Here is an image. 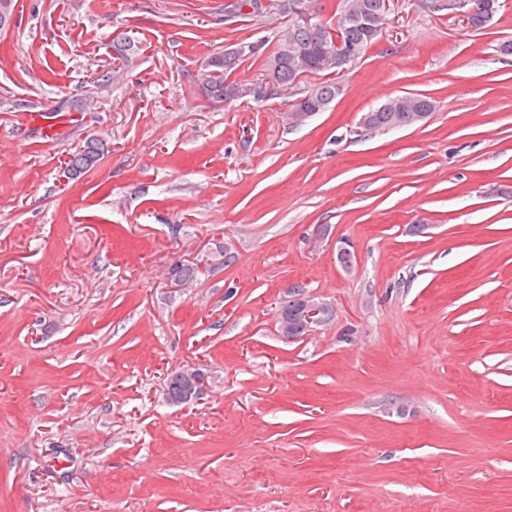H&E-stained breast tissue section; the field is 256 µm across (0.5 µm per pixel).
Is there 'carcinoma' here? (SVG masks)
Segmentation results:
<instances>
[{
  "label": "carcinoma",
  "mask_w": 512,
  "mask_h": 512,
  "mask_svg": "<svg viewBox=\"0 0 512 512\" xmlns=\"http://www.w3.org/2000/svg\"><path fill=\"white\" fill-rule=\"evenodd\" d=\"M306 5L316 16V25L310 26L303 18L300 7ZM380 0H336V9L325 16L324 0H278L276 10L285 17L278 27L273 47L264 53L261 45L240 42L237 51L231 54V61L224 56L215 55L205 64L199 74V80L208 89L210 98L217 102H233L231 94L238 81L230 79L231 72L242 62L249 59L262 60L264 74L276 72L277 79L284 86L295 89L309 75L323 74L328 79L300 92L301 103L309 112H324L336 100L340 84L333 79L342 67L327 60V56L336 53V39L356 49L351 61L363 57L380 36L376 29L379 25L377 14ZM361 13L370 26L347 27L343 25V16L347 13ZM112 49L116 58L128 62L138 52V45L121 33L113 38ZM433 110L431 99L423 94H406L386 101V103L367 112L369 116L365 130L384 132L393 129L395 122L408 127L415 123L420 112L428 116ZM105 150L104 144L89 137L85 144L72 155L63 174L74 178L89 171L100 160ZM199 267L192 264H177L171 269L175 279L191 281L198 278Z\"/></svg>",
  "instance_id": "carcinoma-1"
}]
</instances>
